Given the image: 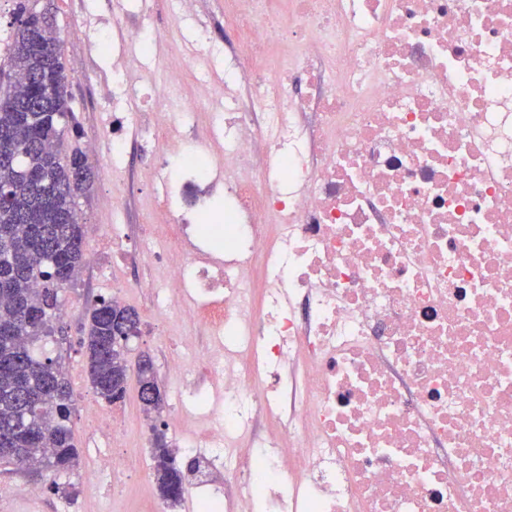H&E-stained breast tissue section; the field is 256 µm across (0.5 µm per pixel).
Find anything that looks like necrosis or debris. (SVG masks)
Listing matches in <instances>:
<instances>
[{"instance_id":"obj_1","label":"necrosis or debris","mask_w":512,"mask_h":512,"mask_svg":"<svg viewBox=\"0 0 512 512\" xmlns=\"http://www.w3.org/2000/svg\"><path fill=\"white\" fill-rule=\"evenodd\" d=\"M220 79L194 74L177 143L150 88L136 127L163 206L155 308L188 313L223 383L184 375L196 512H512V0H234ZM109 97L136 95L158 39ZM285 67L267 71L271 48ZM234 205L199 213L215 164ZM218 479L199 495L202 476Z\"/></svg>"}]
</instances>
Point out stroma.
I'll use <instances>...</instances> for the list:
<instances>
[{
	"label": "stroma",
	"instance_id": "1",
	"mask_svg": "<svg viewBox=\"0 0 512 512\" xmlns=\"http://www.w3.org/2000/svg\"><path fill=\"white\" fill-rule=\"evenodd\" d=\"M114 0H52L54 25L62 36L63 61L67 67L71 105L78 135H66L60 145L61 154L72 148L84 147L94 134L112 130V108L102 97V86L112 76V62L103 56L95 43L97 30L117 31ZM128 9L140 12L148 24L159 30L155 59L146 64L141 90L168 82L166 61L175 54L195 53L192 31L206 28L213 43H221L231 14L228 0H200L189 21H182L175 0H129ZM78 27L86 30L81 40L68 38L67 32ZM124 130L134 143L126 160L121 180H113L105 157L94 160L96 176L89 192L77 198V210L84 224V248L99 251L109 241L110 227L126 224L128 259L112 270L86 266L80 280L66 289L62 311L56 320L62 337L47 347L49 356L57 358L64 367L73 391L74 410L71 428L74 442L80 451L79 465L67 477L72 488L66 494H54L43 486L32 485L30 477L13 465L0 463V489L20 484L31 485V499L16 501L0 498V512H148L149 501L159 494L152 475V430L144 428V414L137 398V381L129 379L126 397L109 403L92 389L86 369L85 350L80 344L89 303L98 298H110L116 286H123L124 303L134 308L140 318V336L130 340L125 357L128 366H136L140 355H150L158 383L165 394V405L157 418L168 443H175V392L182 383L180 374L170 368L180 347L179 335L196 332V325L185 315L176 312L155 313L149 282L158 281L163 268L149 264L142 252L147 245L144 230L155 224L159 213L153 206V191L145 182L142 160L148 145L136 139L133 118H125ZM110 419L116 432L98 428L101 419ZM119 450L126 459L128 471L124 479L126 490L115 495L112 483L87 484L84 473L92 469L101 454Z\"/></svg>",
	"mask_w": 512,
	"mask_h": 512
}]
</instances>
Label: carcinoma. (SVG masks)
Wrapping results in <instances>:
<instances>
[{"instance_id":"1","label":"carcinoma","mask_w":512,"mask_h":512,"mask_svg":"<svg viewBox=\"0 0 512 512\" xmlns=\"http://www.w3.org/2000/svg\"><path fill=\"white\" fill-rule=\"evenodd\" d=\"M39 0H18L7 48L0 61V98L16 105L0 110V454L34 473L50 472L48 490L78 464L70 428L72 391L59 362L36 345L54 335L61 292L86 262L76 198L94 178L87 154L76 148L61 158L58 146L74 125L55 29L40 48L26 16ZM140 334L138 313L112 299L91 303L83 340L90 383L103 399L125 398L128 341ZM138 399L146 414L160 413L164 393L153 367L138 372ZM152 469L159 496H183L184 474L166 437L155 435Z\"/></svg>"}]
</instances>
